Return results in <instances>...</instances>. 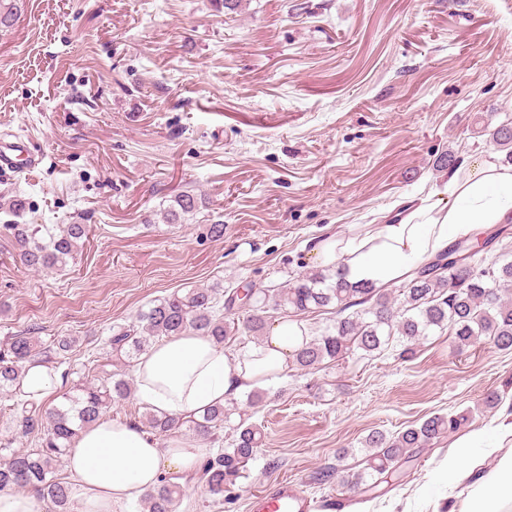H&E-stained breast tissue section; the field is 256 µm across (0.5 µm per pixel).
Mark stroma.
Masks as SVG:
<instances>
[{"instance_id":"35a3bbf8","label":"stroma","mask_w":512,"mask_h":512,"mask_svg":"<svg viewBox=\"0 0 512 512\" xmlns=\"http://www.w3.org/2000/svg\"><path fill=\"white\" fill-rule=\"evenodd\" d=\"M509 118L512 0H242L229 17L221 0H25L0 35V137L45 159L0 178V198L23 200L21 223L90 235L57 272L27 270L0 236V347L24 331L75 337L57 364L67 393L113 330L173 291L283 286L316 268L315 242L441 189L442 152L501 161L485 130ZM184 190L203 206L164 223ZM495 389L512 404V351H461L445 333L410 359L289 364L248 410L262 444L236 500H213L190 471L174 512H250L283 478L343 512H442L450 437L367 500L316 475L361 468L375 429L450 411L470 414L461 434L492 426Z\"/></svg>"}]
</instances>
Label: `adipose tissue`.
<instances>
[{"label":"adipose tissue","mask_w":512,"mask_h":512,"mask_svg":"<svg viewBox=\"0 0 512 512\" xmlns=\"http://www.w3.org/2000/svg\"><path fill=\"white\" fill-rule=\"evenodd\" d=\"M512 223V166L489 159L452 173L443 197L387 224H366L355 235L318 243L313 254L352 284L389 288L449 241L478 227ZM302 341L297 323L282 320L262 344L235 353L196 330L166 338L134 365L136 396L155 414L192 417L283 374ZM195 441L160 442L142 427L103 418L84 429L66 453L74 512H122L148 491L192 470ZM448 512H512V416L456 441L440 468Z\"/></svg>","instance_id":"adipose-tissue-1"}]
</instances>
